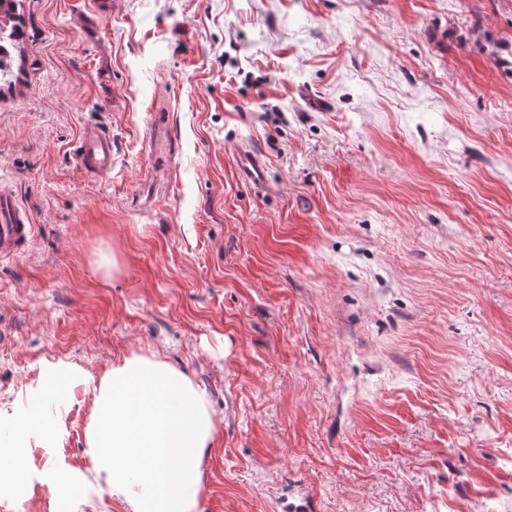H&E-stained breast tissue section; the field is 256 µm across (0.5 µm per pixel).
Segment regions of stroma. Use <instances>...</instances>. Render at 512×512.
Listing matches in <instances>:
<instances>
[{
	"label": "stroma",
	"instance_id": "obj_1",
	"mask_svg": "<svg viewBox=\"0 0 512 512\" xmlns=\"http://www.w3.org/2000/svg\"><path fill=\"white\" fill-rule=\"evenodd\" d=\"M0 31L35 226L0 260V443L41 423L0 512H127L85 448L132 355L206 395L200 512H512V0H17ZM79 156L93 174L106 175L112 170V139L100 129H88L80 139ZM238 177L244 183L261 186L267 181V166L261 155L251 149L241 148L237 155ZM75 377V372L70 367L65 365L57 366L51 370L44 389L51 394L58 395L61 384L65 383L62 390L64 394ZM47 482L60 495L71 493L76 486L73 472L65 467L51 470L48 473Z\"/></svg>",
	"mask_w": 512,
	"mask_h": 512
}]
</instances>
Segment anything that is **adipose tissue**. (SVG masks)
Returning <instances> with one entry per match:
<instances>
[{"instance_id": "ef3b65f1", "label": "adipose tissue", "mask_w": 512, "mask_h": 512, "mask_svg": "<svg viewBox=\"0 0 512 512\" xmlns=\"http://www.w3.org/2000/svg\"><path fill=\"white\" fill-rule=\"evenodd\" d=\"M86 455L107 491L128 512H198L200 462L217 428L206 396L162 360L134 355L113 365L95 387ZM33 417L15 420L0 446V471L27 472Z\"/></svg>"}]
</instances>
